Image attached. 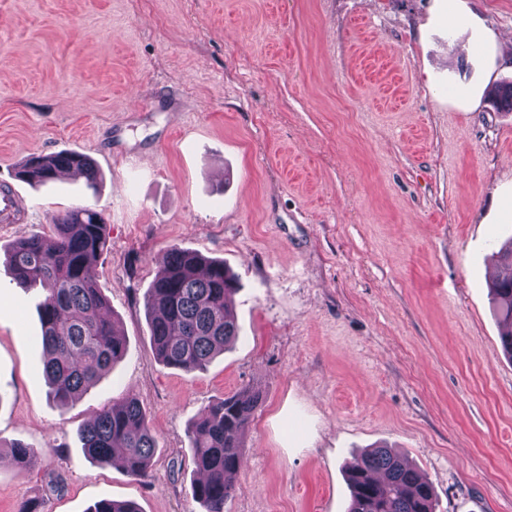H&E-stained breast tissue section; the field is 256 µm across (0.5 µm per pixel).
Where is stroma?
I'll return each instance as SVG.
<instances>
[{
  "mask_svg": "<svg viewBox=\"0 0 512 512\" xmlns=\"http://www.w3.org/2000/svg\"><path fill=\"white\" fill-rule=\"evenodd\" d=\"M0 0V255L102 212L96 281L127 346L61 407L34 294L0 259V512L101 499L202 512L190 422L245 389L261 400L225 512H346L345 469L385 444L432 483L436 512H512V358L487 282L512 237V112L488 99L512 59V0ZM76 150L102 179L16 176ZM232 169L225 181L224 169ZM178 247L239 278L241 338L203 372L161 364L145 299ZM136 396L157 448L147 479L98 466L78 432Z\"/></svg>",
  "mask_w": 512,
  "mask_h": 512,
  "instance_id": "35a3bbf8",
  "label": "stroma"
}]
</instances>
